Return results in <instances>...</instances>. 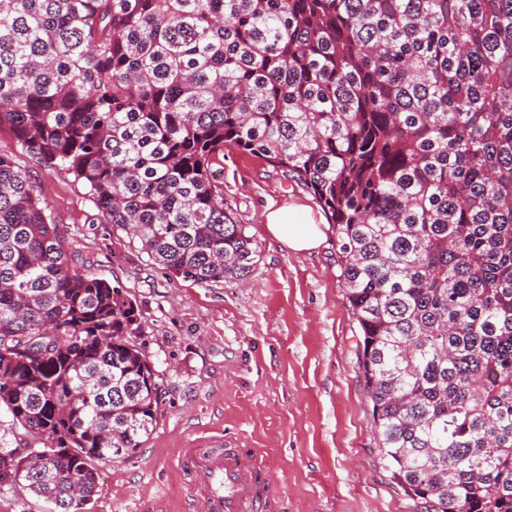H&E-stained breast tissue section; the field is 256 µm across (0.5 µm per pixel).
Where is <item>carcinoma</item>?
<instances>
[{"label": "carcinoma", "instance_id": "cac0c4a2", "mask_svg": "<svg viewBox=\"0 0 512 512\" xmlns=\"http://www.w3.org/2000/svg\"><path fill=\"white\" fill-rule=\"evenodd\" d=\"M199 285L254 241L233 146L334 224L379 447L430 512H512V0H0V128ZM0 155V486L84 512L154 431L123 288Z\"/></svg>", "mask_w": 512, "mask_h": 512}]
</instances>
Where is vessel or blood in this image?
<instances>
[{
    "label": "vessel or blood",
    "instance_id": "1",
    "mask_svg": "<svg viewBox=\"0 0 512 512\" xmlns=\"http://www.w3.org/2000/svg\"><path fill=\"white\" fill-rule=\"evenodd\" d=\"M178 464L200 512H279L260 449L210 439L181 449Z\"/></svg>",
    "mask_w": 512,
    "mask_h": 512
}]
</instances>
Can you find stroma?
Here are the masks:
<instances>
[{
    "mask_svg": "<svg viewBox=\"0 0 512 512\" xmlns=\"http://www.w3.org/2000/svg\"><path fill=\"white\" fill-rule=\"evenodd\" d=\"M0 155L38 187L79 263L123 287L138 311L136 341L160 375L153 434L132 457L99 463L86 512H188L178 451L220 436L262 449L284 512H426L379 452L336 234L307 189L225 148L216 166L224 203L258 256L248 276L204 286L172 276L128 230L103 223L71 173L41 165L6 128ZM271 206L310 211L322 244L288 252L266 229Z\"/></svg>",
    "mask_w": 512,
    "mask_h": 512,
    "instance_id": "obj_1",
    "label": "stroma"
}]
</instances>
